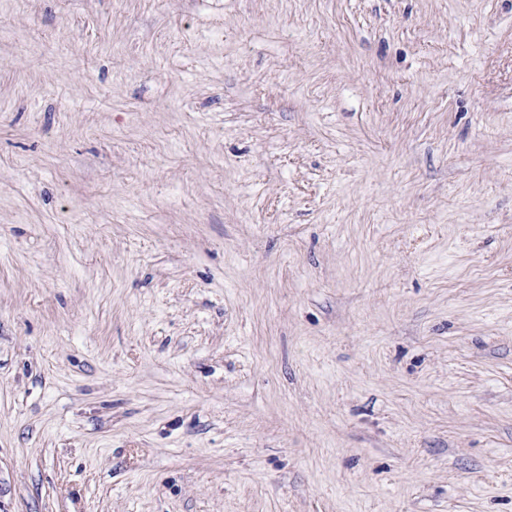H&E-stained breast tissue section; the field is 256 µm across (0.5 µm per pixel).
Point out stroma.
<instances>
[{
    "instance_id": "obj_1",
    "label": "stroma",
    "mask_w": 512,
    "mask_h": 512,
    "mask_svg": "<svg viewBox=\"0 0 512 512\" xmlns=\"http://www.w3.org/2000/svg\"><path fill=\"white\" fill-rule=\"evenodd\" d=\"M0 512H512V0H0Z\"/></svg>"
}]
</instances>
